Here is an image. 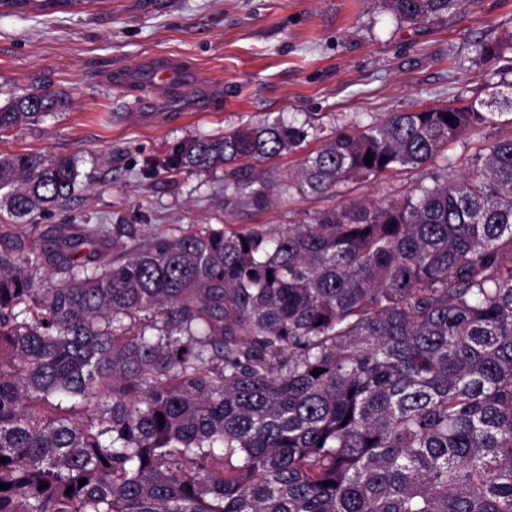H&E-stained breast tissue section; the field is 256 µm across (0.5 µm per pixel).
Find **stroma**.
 Wrapping results in <instances>:
<instances>
[{
	"label": "stroma",
	"mask_w": 512,
	"mask_h": 512,
	"mask_svg": "<svg viewBox=\"0 0 512 512\" xmlns=\"http://www.w3.org/2000/svg\"><path fill=\"white\" fill-rule=\"evenodd\" d=\"M511 33L512 0H476L464 15L420 25L397 22L380 0H84L50 15L0 11V105L29 92L64 102L57 117L1 134L0 156L76 154L83 175L71 202L36 222L0 211V248L29 249L73 219L144 224L152 234L208 224L243 230L352 201L402 199L444 165L464 170L476 148L511 136L512 114L470 131L429 165L347 184L333 198L296 194L265 211L224 210L223 171L149 178L142 166L186 140L280 117L318 132L265 165L288 174L349 121L461 107L505 90L512 49L483 59L475 43ZM154 55L183 60L189 78L161 94L146 79L123 91L107 83L113 67L137 74Z\"/></svg>",
	"instance_id": "obj_1"
}]
</instances>
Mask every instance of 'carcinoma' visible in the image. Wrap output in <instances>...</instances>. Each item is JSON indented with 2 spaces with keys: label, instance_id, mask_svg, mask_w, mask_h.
<instances>
[{
  "label": "carcinoma",
  "instance_id": "obj_1",
  "mask_svg": "<svg viewBox=\"0 0 512 512\" xmlns=\"http://www.w3.org/2000/svg\"><path fill=\"white\" fill-rule=\"evenodd\" d=\"M474 3L383 8L419 23ZM60 104L15 95L0 131ZM496 107L512 112V86L354 123L284 177L254 163L309 129L265 120L191 139L145 173L221 168L224 209L265 210L420 168ZM80 176L73 156L0 157V205L63 207ZM65 230L0 250V512H512V136L401 200L276 231ZM43 269L58 275L48 287Z\"/></svg>",
  "mask_w": 512,
  "mask_h": 512
}]
</instances>
